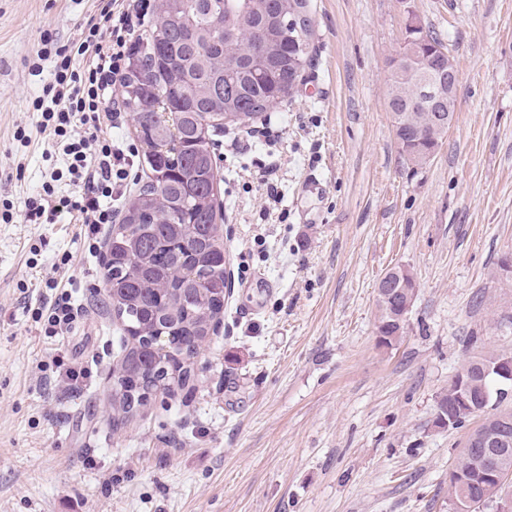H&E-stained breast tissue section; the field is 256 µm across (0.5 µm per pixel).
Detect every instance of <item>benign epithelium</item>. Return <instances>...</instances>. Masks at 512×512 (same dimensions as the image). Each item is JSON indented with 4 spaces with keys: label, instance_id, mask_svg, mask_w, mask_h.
<instances>
[{
    "label": "benign epithelium",
    "instance_id": "benign-epithelium-1",
    "mask_svg": "<svg viewBox=\"0 0 512 512\" xmlns=\"http://www.w3.org/2000/svg\"><path fill=\"white\" fill-rule=\"evenodd\" d=\"M428 31L424 23L415 16L410 17L405 27L399 50L389 62L388 101H393L398 92L393 85V75L404 66L421 68L423 75V93L433 105L439 104L447 108L448 115L436 114L433 127L447 126V120L453 119L456 107V87L458 71L455 61L444 48L439 50V56L427 59L417 53V42L426 37ZM407 269L394 270V274L385 276L378 285V293L382 300L391 302L402 294L406 287ZM483 374L491 377L499 388L497 394L507 396L509 390L505 386L512 385V355L502 354L496 363L483 368ZM473 365H464L451 380L454 392L450 406L465 410L474 408L475 401L472 393ZM434 426L439 429H456L459 421L449 410L439 408L435 411ZM465 451L472 459L471 469L461 470L456 467L448 471V487L452 491L450 499L451 512H474L483 506L484 501H498L496 512H512V494L504 496L501 493L505 486L502 478L501 464L506 460L508 448L512 447V430L509 424L490 417L469 431L465 443Z\"/></svg>",
    "mask_w": 512,
    "mask_h": 512
}]
</instances>
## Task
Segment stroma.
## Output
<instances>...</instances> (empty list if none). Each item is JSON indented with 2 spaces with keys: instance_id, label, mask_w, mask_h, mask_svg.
<instances>
[{
  "instance_id": "stroma-1",
  "label": "stroma",
  "mask_w": 512,
  "mask_h": 512,
  "mask_svg": "<svg viewBox=\"0 0 512 512\" xmlns=\"http://www.w3.org/2000/svg\"><path fill=\"white\" fill-rule=\"evenodd\" d=\"M311 5L316 56L271 113L281 136L256 147L242 128L214 135L223 327L185 387L116 429L108 247L93 257L81 225L22 221L62 165L28 109L50 75L26 58L43 32L76 39L91 0H0V203L14 214L0 222V512H450L468 430L434 427L436 401L473 357L512 353V277L498 273L512 251V0ZM411 15L459 74L453 123L421 167L387 106ZM271 164L281 202L269 211L257 179ZM312 177L322 193L304 190ZM397 266L417 290L386 347L377 286ZM53 280L79 288L82 309L51 339L34 311ZM58 353L88 378L63 387Z\"/></svg>"
}]
</instances>
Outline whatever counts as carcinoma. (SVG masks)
<instances>
[{
  "label": "carcinoma",
  "instance_id": "1",
  "mask_svg": "<svg viewBox=\"0 0 512 512\" xmlns=\"http://www.w3.org/2000/svg\"><path fill=\"white\" fill-rule=\"evenodd\" d=\"M308 11L310 0H160L157 23L135 40L123 98L152 177L112 225L106 282L127 333L112 370V400L126 415L157 389L185 384L190 359L214 332L228 276L212 132L245 127L294 93L313 65L314 31L288 29V17ZM397 82L396 110L424 118L416 74ZM159 100L172 121L157 117ZM393 122L408 162L438 147ZM378 310L376 330L399 340L387 308Z\"/></svg>",
  "mask_w": 512,
  "mask_h": 512
}]
</instances>
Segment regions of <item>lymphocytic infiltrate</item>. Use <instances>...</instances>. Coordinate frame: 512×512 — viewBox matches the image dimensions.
Listing matches in <instances>:
<instances>
[{
	"instance_id": "obj_1",
	"label": "lymphocytic infiltrate",
	"mask_w": 512,
	"mask_h": 512,
	"mask_svg": "<svg viewBox=\"0 0 512 512\" xmlns=\"http://www.w3.org/2000/svg\"><path fill=\"white\" fill-rule=\"evenodd\" d=\"M148 8L147 0H93L76 41L60 45L41 35L30 70L39 73L51 63V78L29 106L38 116V131L49 136L63 165L43 182L39 197L27 202L25 223L66 218L84 225L90 240L112 223V204L136 180L139 154L117 134L123 109L114 90L126 75L132 40ZM62 180L71 192L58 191ZM78 315L72 291L64 289L38 308L36 319L42 335L52 338L68 332Z\"/></svg>"
}]
</instances>
